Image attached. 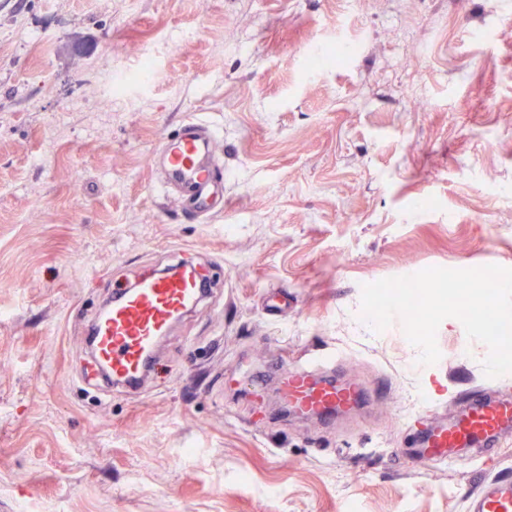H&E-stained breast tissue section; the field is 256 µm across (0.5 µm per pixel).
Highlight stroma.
I'll return each instance as SVG.
<instances>
[{"mask_svg": "<svg viewBox=\"0 0 512 512\" xmlns=\"http://www.w3.org/2000/svg\"><path fill=\"white\" fill-rule=\"evenodd\" d=\"M329 43L342 65H314ZM193 115L224 155L201 221L149 165ZM184 263L207 301L140 392L107 387L95 317ZM488 265L512 268V0H0V512H466L512 438L412 468L403 418L427 372L450 403L512 373L455 318L419 364L361 287ZM312 348L390 393L325 427L241 378Z\"/></svg>", "mask_w": 512, "mask_h": 512, "instance_id": "1", "label": "stroma"}]
</instances>
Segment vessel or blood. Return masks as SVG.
I'll list each match as a JSON object with an SVG mask.
<instances>
[{
    "instance_id": "1",
    "label": "vessel or blood",
    "mask_w": 512,
    "mask_h": 512,
    "mask_svg": "<svg viewBox=\"0 0 512 512\" xmlns=\"http://www.w3.org/2000/svg\"><path fill=\"white\" fill-rule=\"evenodd\" d=\"M151 166L165 190H178L184 215L196 220L223 209V162L216 150L215 129L208 121L186 119L153 151ZM205 297L203 279L187 265L118 291L109 312L91 328L94 355L108 380L116 386L140 388L151 374L148 355L158 339L175 318L196 308ZM335 368V355L322 352L280 369L283 402L301 415L326 422L363 409L365 387L334 379ZM460 403V410L450 418L440 415V404L434 400L407 416L406 426L418 431L407 451L413 465L446 461L452 448H472L480 457L496 459L500 437L512 430V399L473 387L461 394ZM468 512H512V479H485L469 493Z\"/></svg>"
}]
</instances>
